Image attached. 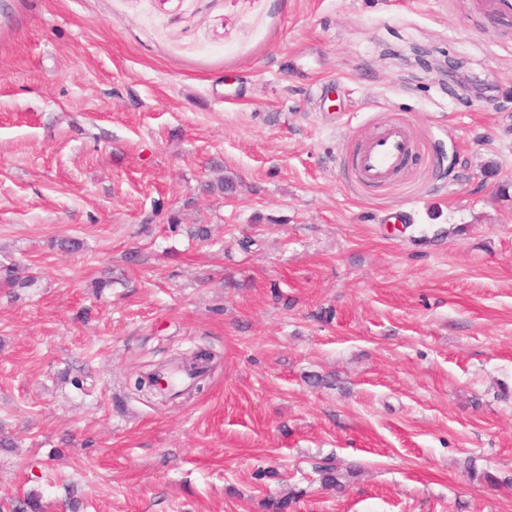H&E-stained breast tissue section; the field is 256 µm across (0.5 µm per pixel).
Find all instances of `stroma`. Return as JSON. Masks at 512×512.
<instances>
[{
	"mask_svg": "<svg viewBox=\"0 0 512 512\" xmlns=\"http://www.w3.org/2000/svg\"><path fill=\"white\" fill-rule=\"evenodd\" d=\"M391 122L419 157L363 183ZM10 262L37 282L0 294V512H512V22L484 0H0ZM200 347L201 390L130 391Z\"/></svg>",
	"mask_w": 512,
	"mask_h": 512,
	"instance_id": "1",
	"label": "stroma"
}]
</instances>
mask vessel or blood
I'll use <instances>...</instances> for the list:
<instances>
[{
  "label": "vessel or blood",
  "instance_id": "1",
  "mask_svg": "<svg viewBox=\"0 0 512 512\" xmlns=\"http://www.w3.org/2000/svg\"><path fill=\"white\" fill-rule=\"evenodd\" d=\"M414 156L415 146L407 131L389 126L361 146L351 165L362 180L381 184L398 176Z\"/></svg>",
  "mask_w": 512,
  "mask_h": 512
}]
</instances>
